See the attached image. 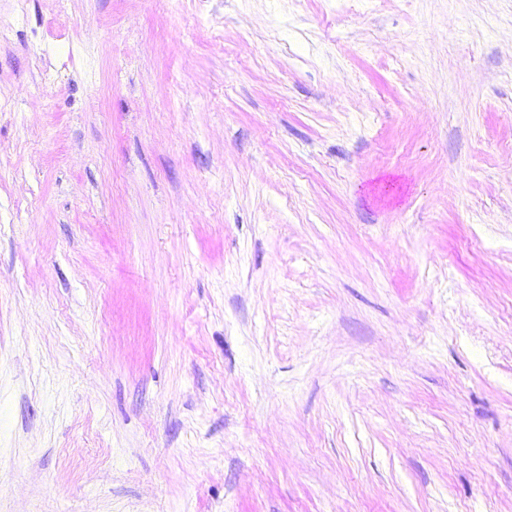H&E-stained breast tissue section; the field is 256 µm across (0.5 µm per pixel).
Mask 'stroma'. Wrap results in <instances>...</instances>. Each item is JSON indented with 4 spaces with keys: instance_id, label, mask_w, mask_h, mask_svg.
I'll return each mask as SVG.
<instances>
[{
    "instance_id": "35a3bbf8",
    "label": "stroma",
    "mask_w": 512,
    "mask_h": 512,
    "mask_svg": "<svg viewBox=\"0 0 512 512\" xmlns=\"http://www.w3.org/2000/svg\"><path fill=\"white\" fill-rule=\"evenodd\" d=\"M0 512H512V0H0Z\"/></svg>"
}]
</instances>
